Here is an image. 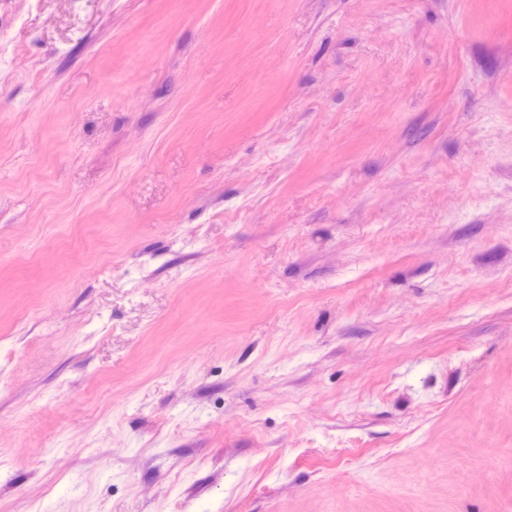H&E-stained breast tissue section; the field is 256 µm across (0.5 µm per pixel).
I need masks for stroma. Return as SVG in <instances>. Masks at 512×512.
Segmentation results:
<instances>
[{
	"instance_id": "obj_1",
	"label": "stroma",
	"mask_w": 512,
	"mask_h": 512,
	"mask_svg": "<svg viewBox=\"0 0 512 512\" xmlns=\"http://www.w3.org/2000/svg\"><path fill=\"white\" fill-rule=\"evenodd\" d=\"M0 512H512V0H0Z\"/></svg>"
}]
</instances>
